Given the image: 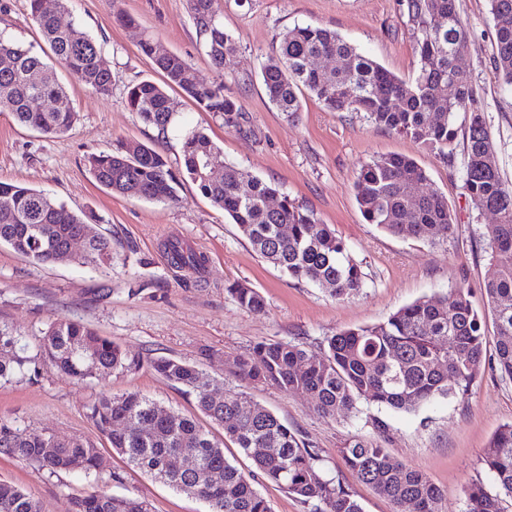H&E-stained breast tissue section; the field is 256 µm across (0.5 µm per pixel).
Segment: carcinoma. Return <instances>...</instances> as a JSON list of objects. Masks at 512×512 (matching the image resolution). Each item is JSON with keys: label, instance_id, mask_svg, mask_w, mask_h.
I'll use <instances>...</instances> for the list:
<instances>
[{"label": "carcinoma", "instance_id": "obj_1", "mask_svg": "<svg viewBox=\"0 0 512 512\" xmlns=\"http://www.w3.org/2000/svg\"><path fill=\"white\" fill-rule=\"evenodd\" d=\"M65 0H26L27 15L49 43L57 60L85 87L112 92V72L99 64L94 38L60 14ZM495 34V65L512 89V0H489ZM411 26L417 56L413 77L403 78L358 52L335 31L320 25L288 30L275 56L261 68L269 100L293 117L301 111V96L316 97L331 112L363 113L378 129L407 137L448 164L463 137L464 185L480 212L496 222L483 238L492 275L483 285L495 327L493 366L512 380V188L507 187L494 159V141L482 113L472 109L477 88L465 59L467 31L456 0H400ZM193 24L203 40L212 67L223 72L236 51L232 35L215 8V0H189ZM164 77L158 84L143 80L127 87L125 104L141 121L163 135L174 123L167 89L182 90L204 112L224 117V125L243 127L242 106L224 94L222 80L189 81L190 64L181 56L158 50L151 35L139 42ZM332 55L344 65L334 71L314 66V59ZM46 103L34 108L31 100ZM400 99L391 111L386 101ZM0 111L10 112L22 125L45 134H63L76 120L64 87L31 47L0 36ZM466 114L464 128L457 115ZM219 151L203 132L191 130L182 141L181 173L211 203L237 224L253 250L288 276L329 289L338 299L357 295L364 273L345 241L328 224L296 204L288 194L233 165L213 171L207 157ZM89 174L103 189L118 195L159 203L178 201L179 178L156 150L122 145L87 159ZM428 181L426 171L407 156L389 154L363 164L353 184L355 200L369 224L391 236H410L437 245L454 232L447 200L438 192L416 191ZM279 200L278 208L268 200ZM91 216L78 214L43 190L0 182V245L46 265L61 261L71 239L83 234ZM289 228L288 235L280 227ZM171 264L197 268L203 258L190 247L168 245ZM112 260L109 241L89 238L87 250L75 261L96 264ZM243 309L261 312L265 300L254 288H228ZM486 312V313H488ZM486 313L478 310L468 287L458 284L430 301L419 300L398 309L383 322L342 330L326 339L318 353L301 344L260 341L232 360L236 377L284 391H302L325 417L351 418L363 402L411 412L437 398L467 396L486 365ZM50 366L78 382L101 372L128 370L120 345L87 326L65 317L55 319L39 339L37 352L27 354L21 337L0 326V381L34 380ZM153 370L195 394L200 411L224 428L243 453L254 448L256 468L289 495L311 506L312 512H363L349 488L317 466L318 454L279 418L251 402L242 390L224 391V402L207 397L208 382L194 365L181 359L151 362ZM88 417L126 463L177 491L193 495L209 512H270L264 497L224 455V446L196 420L181 416L139 393L103 395L88 405ZM340 453L363 483L401 507L411 502L416 512H437L443 493L429 478L393 460L386 449L360 439ZM0 454L39 465L51 473L78 471L86 475L102 463L98 448L81 440L43 439L0 421ZM483 464L498 492L477 482L467 492L466 512H504L503 497L512 499V423L489 440ZM0 512H40L36 500L21 488L0 483ZM74 512H150L148 504L131 496L93 492L74 501Z\"/></svg>", "mask_w": 512, "mask_h": 512}]
</instances>
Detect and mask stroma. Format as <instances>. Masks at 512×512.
I'll list each match as a JSON object with an SVG mask.
<instances>
[{
  "mask_svg": "<svg viewBox=\"0 0 512 512\" xmlns=\"http://www.w3.org/2000/svg\"><path fill=\"white\" fill-rule=\"evenodd\" d=\"M224 27L237 51L215 74L189 14L188 0H68L65 21L74 22L102 47L100 61L112 73V92L100 95L75 81L55 61L27 16L25 0H0V34L31 45L65 87L77 120L59 135H45L0 112V181L44 190L74 212L93 213L95 229L112 244L111 263L96 267L64 261L37 265L0 246V325L24 343L59 317L83 323L122 347L135 368L79 383L53 368L38 380L0 383V420L31 431L94 443L102 453L96 474L52 473L0 455V482L18 486L40 502L42 512H72L75 497L104 490L148 502L151 512H209L199 498L173 490L128 466L87 415L104 393L137 392L183 416L200 417L194 395L157 374L154 360L175 358L201 370L217 392L240 387L251 401L272 411L297 432L331 474L339 476L364 512L396 509L360 482L341 450L355 438L386 448L396 460L425 474L444 492L442 512H464L473 482L494 488L482 464L492 435L512 423V381L485 370L465 400L436 398L413 412L362 405L352 418H325L301 391L241 382L228 362L259 341L300 343L320 350L341 330L385 321L404 305L431 299L457 284L480 290L489 275L483 251L491 214L476 210L464 189L461 167H450L411 139L374 128L360 113L331 112L315 97L288 118L269 100L260 79L262 65L295 25L329 27L383 67L414 75L417 59L399 0H218ZM488 0H457L468 41L465 55L496 161L512 187V92L503 90L494 64V28ZM127 15L131 24L118 22ZM161 49L183 57L198 78L222 77L224 92L241 104L243 130L225 127L221 117L201 111L181 90L170 91L175 123L166 135L145 125L123 103L128 85L159 80L141 54L142 34ZM198 129L219 147L218 164H233L278 184L296 203L335 229L360 265L365 284L338 300L322 287L289 277L260 258L238 225L184 181L175 203L110 194L88 172L89 155L121 144L147 145L179 168L186 131ZM401 154L414 158L433 188L448 201L456 230L448 243L432 247L411 237L388 235L363 218L353 183L362 164ZM178 240L204 255L203 269L170 263L164 244ZM241 283L265 299L264 313L244 310L227 287ZM386 432H379L378 423ZM224 453L267 500L271 512H308L307 506L265 480L251 458L233 443Z\"/></svg>",
  "mask_w": 512,
  "mask_h": 512,
  "instance_id": "35a3bbf8",
  "label": "stroma"
}]
</instances>
